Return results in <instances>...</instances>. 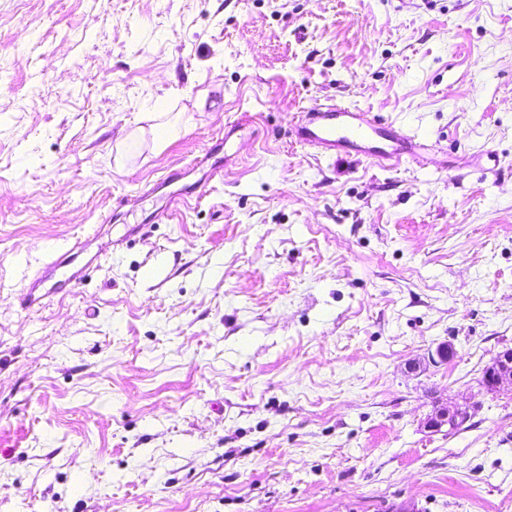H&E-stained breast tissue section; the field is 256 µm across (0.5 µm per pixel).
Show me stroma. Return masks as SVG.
Here are the masks:
<instances>
[{"mask_svg":"<svg viewBox=\"0 0 512 512\" xmlns=\"http://www.w3.org/2000/svg\"><path fill=\"white\" fill-rule=\"evenodd\" d=\"M331 100L427 164L291 143ZM509 348L512 0H0V512H512ZM82 248L81 243L77 240L72 245L66 247L62 253L55 255L51 261L46 263L40 273L30 282L26 295L21 297L20 307L23 310L28 309L35 303H38L45 295L49 294L51 289H48L44 294H41L39 291L49 279L57 278L51 288H60L63 285H69L71 282L80 284L86 272L95 262V267H98L100 265L97 261L98 257H94L81 268L78 274H68V267L78 257V253ZM482 387L487 392L512 390V349H506L484 369ZM470 416L469 406L458 404L439 406L434 410V414L427 419L425 427L432 432H437L443 426H448V432H450L462 426L469 420Z\"/></svg>","mask_w":512,"mask_h":512,"instance_id":"1","label":"stroma"}]
</instances>
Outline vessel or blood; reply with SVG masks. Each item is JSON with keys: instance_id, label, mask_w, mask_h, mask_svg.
<instances>
[{"instance_id": "obj_1", "label": "vessel or blood", "mask_w": 512, "mask_h": 512, "mask_svg": "<svg viewBox=\"0 0 512 512\" xmlns=\"http://www.w3.org/2000/svg\"><path fill=\"white\" fill-rule=\"evenodd\" d=\"M291 133L302 145L322 153L342 152L374 160L381 166L412 164L423 159L418 136L406 133L378 115L336 103L310 108L293 126ZM80 249V243H73L46 263L30 282L26 295L21 297V308H30L41 300L40 290L48 280H55L60 286L82 282V274L68 272Z\"/></svg>"}]
</instances>
